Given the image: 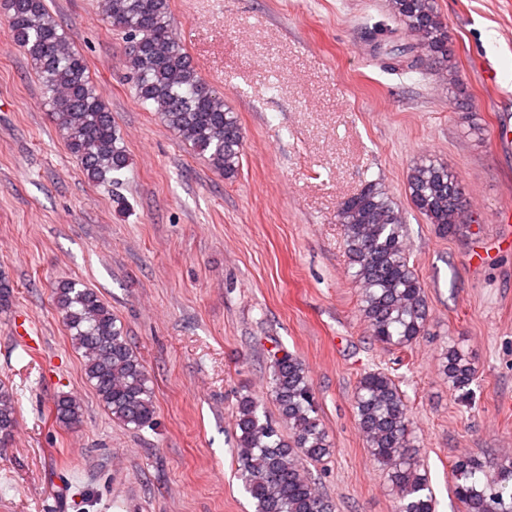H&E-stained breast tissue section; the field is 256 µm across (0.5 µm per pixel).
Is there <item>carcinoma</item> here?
I'll return each instance as SVG.
<instances>
[{"mask_svg":"<svg viewBox=\"0 0 512 512\" xmlns=\"http://www.w3.org/2000/svg\"><path fill=\"white\" fill-rule=\"evenodd\" d=\"M102 18L125 33V67L141 103L218 174L229 180L239 170L243 131L224 98L201 77L174 35L170 0H99ZM390 8L416 40L417 54L406 63L450 62L448 30L434 0H389ZM6 23L13 43L27 54L41 77L53 123L87 177L119 182L128 166L126 150L112 123L106 95L90 80L84 57L74 51L45 0H7ZM406 193L414 207L442 235L459 226L463 187L448 166L416 163ZM336 221L345 252L361 289L360 311L373 340L403 349L425 334L429 308L422 283L410 265L406 228L398 204L386 189L369 182L344 200ZM56 307L70 339L84 358V373L112 418L141 429L153 424L156 409L145 367L124 327L99 296L78 279L55 288ZM448 384L464 390L474 381L469 355L452 345L443 355ZM270 392L279 421L270 420L251 394L236 403L237 472L254 512H333L305 465L333 455V444L318 418L306 366L292 353L273 356ZM355 414L366 447L387 472L398 512H434L433 496L415 449L403 395L382 369L365 373L355 391ZM57 420L79 422L80 402L61 396ZM17 410L12 391L0 384V443L13 436ZM288 428L283 433L281 427ZM482 464L460 457L452 469L453 491L464 512H512V461L495 465L485 478Z\"/></svg>","mask_w":512,"mask_h":512,"instance_id":"carcinoma-1","label":"carcinoma"}]
</instances>
